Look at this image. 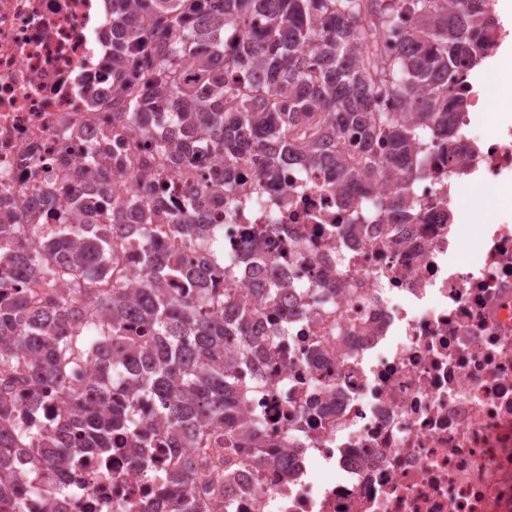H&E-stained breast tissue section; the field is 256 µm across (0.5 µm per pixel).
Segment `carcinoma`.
<instances>
[{
  "instance_id": "1",
  "label": "carcinoma",
  "mask_w": 512,
  "mask_h": 512,
  "mask_svg": "<svg viewBox=\"0 0 512 512\" xmlns=\"http://www.w3.org/2000/svg\"><path fill=\"white\" fill-rule=\"evenodd\" d=\"M200 0H112V92L124 99L130 125L144 132L152 117L142 92L120 80L123 48L156 38L155 56L142 86L169 104L182 132L173 142L147 144L155 159L189 161L198 146L222 154L225 164L266 150L294 158L305 173L324 168L343 195L345 223L366 224L388 209L412 213L400 198L350 193L357 180H412L423 175L435 149V131L466 98L457 63L478 62L494 49L496 21L485 0H217L218 5L185 26ZM238 33L241 39L231 42ZM381 36L395 44L377 55ZM193 63L186 75L184 59ZM393 97L398 109L380 111L375 100ZM101 185L71 206V222L34 244L27 266L12 267L8 225L0 224V290L21 288L18 276L35 274L42 305L24 293L0 298V371L26 358L30 393L23 405L0 400V494L14 471L15 449L33 442L51 448L42 463L65 466L95 455L112 456L113 436L133 432L136 448H166L171 466L152 468L151 481L166 490L165 512H204L187 492L191 466L180 464L182 448L202 444L224 431L241 448L262 446L261 421L241 419L257 384L242 382L224 363L228 328L244 336L240 357L261 349L249 334L257 316L279 313V284L263 304L237 307L233 323L224 306L238 293L219 296L206 287L225 263L224 244L207 240L202 264L183 268L155 249L158 229L135 225L144 264L154 273L128 288L123 271H112V227L126 223L127 210L103 212ZM203 223L176 216L169 232L193 239ZM73 286L74 298L58 296L56 285ZM95 296L89 312L76 296ZM95 359L103 383L69 382L71 357ZM57 387L63 413L50 426L38 419L45 386ZM149 395L162 403L163 424L136 431L133 399Z\"/></svg>"
}]
</instances>
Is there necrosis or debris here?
I'll return each instance as SVG.
<instances>
[{
    "instance_id": "necrosis-or-debris-1",
    "label": "necrosis or debris",
    "mask_w": 512,
    "mask_h": 512,
    "mask_svg": "<svg viewBox=\"0 0 512 512\" xmlns=\"http://www.w3.org/2000/svg\"><path fill=\"white\" fill-rule=\"evenodd\" d=\"M111 14L112 0H0V222L36 226L15 239L22 257L84 189L108 185L124 206L160 183L152 223L195 212L223 233L233 276L212 287L255 306L281 285L289 335L277 319L255 322L264 348L243 366L235 341L224 347L260 386L242 415L260 417L265 445L216 436L185 449L193 495L210 512H512V64L461 60L459 137L427 174L373 182L418 215L382 212L336 237L321 231L341 212L325 171L306 179L287 161L271 180L259 153L228 170L205 147L188 167L146 162L138 131L107 142ZM491 101L502 107L490 120ZM219 173L247 177L252 201L213 190ZM131 440L119 436L109 464L88 457L30 481L46 451H21L0 512H138L158 494L140 458L161 452Z\"/></svg>"
}]
</instances>
